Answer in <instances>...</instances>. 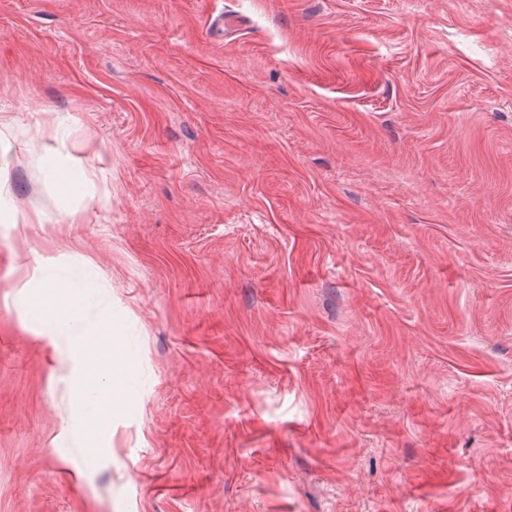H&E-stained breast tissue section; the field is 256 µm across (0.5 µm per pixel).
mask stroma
Segmentation results:
<instances>
[{"label": "stroma", "instance_id": "1", "mask_svg": "<svg viewBox=\"0 0 512 512\" xmlns=\"http://www.w3.org/2000/svg\"><path fill=\"white\" fill-rule=\"evenodd\" d=\"M0 113V512H512V0H0ZM45 255L127 359L95 458ZM7 182L8 178L2 172V167H0V222L18 224L15 219V212L17 211L16 201L13 199V196L10 195Z\"/></svg>", "mask_w": 512, "mask_h": 512}]
</instances>
